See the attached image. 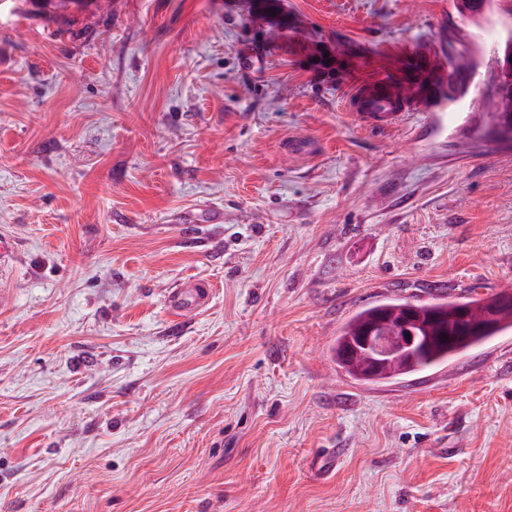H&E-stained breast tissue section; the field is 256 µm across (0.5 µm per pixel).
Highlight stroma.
Segmentation results:
<instances>
[{"instance_id": "stroma-1", "label": "stroma", "mask_w": 512, "mask_h": 512, "mask_svg": "<svg viewBox=\"0 0 512 512\" xmlns=\"http://www.w3.org/2000/svg\"><path fill=\"white\" fill-rule=\"evenodd\" d=\"M511 32L512 0H0V512H512V329L387 382L331 353L366 306L512 290ZM428 47L419 112L344 110ZM407 59L418 86H422L424 81L437 80L443 76V68L432 48L419 53H408ZM211 290L207 283L188 279L168 294L166 303L177 313L199 310L207 306Z\"/></svg>"}]
</instances>
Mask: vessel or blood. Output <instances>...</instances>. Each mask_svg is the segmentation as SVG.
<instances>
[{"mask_svg": "<svg viewBox=\"0 0 512 512\" xmlns=\"http://www.w3.org/2000/svg\"><path fill=\"white\" fill-rule=\"evenodd\" d=\"M407 59L417 82L433 81L443 75L434 50L411 53ZM418 104L412 88H401L385 80L357 83L344 102L346 111L364 125L383 131L397 127L408 113L417 111ZM210 295L209 284L189 279L168 294L166 303L177 313L194 311L206 307Z\"/></svg>", "mask_w": 512, "mask_h": 512, "instance_id": "1", "label": "vessel or blood"}]
</instances>
